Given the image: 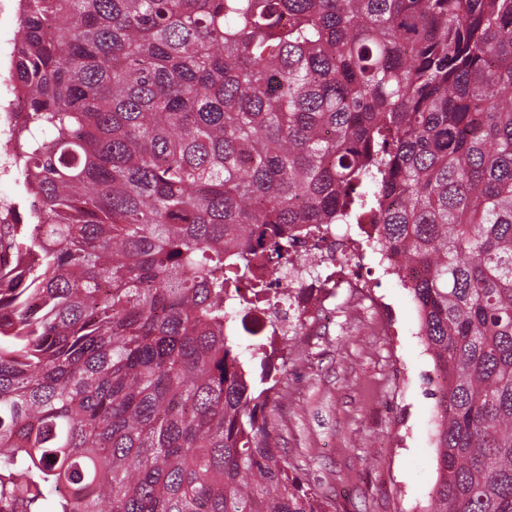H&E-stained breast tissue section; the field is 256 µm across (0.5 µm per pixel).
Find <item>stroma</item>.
<instances>
[{"instance_id":"35a3bbf8","label":"stroma","mask_w":512,"mask_h":512,"mask_svg":"<svg viewBox=\"0 0 512 512\" xmlns=\"http://www.w3.org/2000/svg\"><path fill=\"white\" fill-rule=\"evenodd\" d=\"M367 263L395 316L335 289L318 332L290 344L270 431L292 472L336 512H427L437 478L433 359L408 290Z\"/></svg>"}]
</instances>
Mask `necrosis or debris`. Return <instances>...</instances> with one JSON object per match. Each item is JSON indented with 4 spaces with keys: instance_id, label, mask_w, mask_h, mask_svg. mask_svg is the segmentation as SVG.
<instances>
[{
    "instance_id": "1",
    "label": "necrosis or debris",
    "mask_w": 512,
    "mask_h": 512,
    "mask_svg": "<svg viewBox=\"0 0 512 512\" xmlns=\"http://www.w3.org/2000/svg\"><path fill=\"white\" fill-rule=\"evenodd\" d=\"M361 253L352 233L337 234L332 226L299 234L285 271L267 275L271 290L287 282L293 293L264 316L263 335L295 336L310 328L326 312L332 289L346 288L353 298H363L371 280L358 261Z\"/></svg>"
}]
</instances>
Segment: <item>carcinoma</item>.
I'll return each mask as SVG.
<instances>
[{"label":"carcinoma","mask_w":512,"mask_h":512,"mask_svg":"<svg viewBox=\"0 0 512 512\" xmlns=\"http://www.w3.org/2000/svg\"><path fill=\"white\" fill-rule=\"evenodd\" d=\"M24 2L0 512H333L236 343L304 224L416 270L429 512H512V0Z\"/></svg>","instance_id":"cac0c4a2"}]
</instances>
